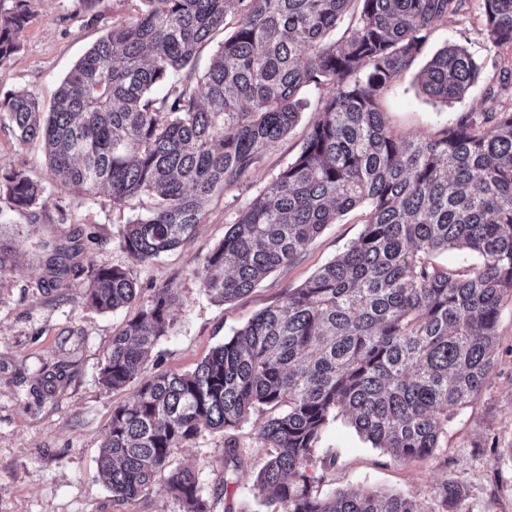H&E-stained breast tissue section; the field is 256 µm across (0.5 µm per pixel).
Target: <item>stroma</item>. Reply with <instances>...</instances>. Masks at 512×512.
<instances>
[{"mask_svg":"<svg viewBox=\"0 0 512 512\" xmlns=\"http://www.w3.org/2000/svg\"><path fill=\"white\" fill-rule=\"evenodd\" d=\"M27 23L20 48L0 64V96L15 90L33 94L51 108L66 73L109 32L135 15L136 0H26ZM465 47L481 67L477 83L459 102L442 105L417 87L407 71L385 92L381 109L388 125L404 136L433 138L463 112H497L512 107V83L503 84L512 65V44L494 45L480 0H464L459 14L435 26L416 67L446 43ZM316 117L306 109L286 139L264 149V163L243 186L215 193L195 236L175 251L147 262L131 260L121 249V232L142 212L139 199L114 202L107 192L77 196L51 176L43 145L19 142L0 125V168L25 163L45 191L33 210L20 213L0 197V241L19 258L0 277V512H181L164 481L136 500L116 506L94 478L100 445L112 409L131 388L105 390L98 382L113 334L133 309L101 313L87 305L85 293L100 266L125 269L142 296L171 288L179 299L173 329L153 349L154 372L193 370L232 331L282 300L323 264L345 252L363 230L362 211L328 225L292 264L278 268L250 293L226 303L211 301L196 273L206 254L224 238L237 211L247 206L299 151ZM77 249L76 268L65 285L43 284L45 265L56 249ZM263 416H253L234 437L240 448L238 483L224 498L213 489L224 479V439L207 432L175 449L173 462L197 467L204 498L212 512H265L253 479L267 453L256 438ZM512 446V307H505L498 328L494 367L483 388L448 427L432 456L398 461L363 442L344 423L322 439L320 453L335 455L315 488L371 490L414 499L422 512H441L438 489L451 480L464 487L463 512H512V469L496 468L492 448Z\"/></svg>","mask_w":512,"mask_h":512,"instance_id":"1","label":"stroma"}]
</instances>
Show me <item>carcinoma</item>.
I'll list each match as a JSON object with an SVG mask.
<instances>
[{
  "label": "carcinoma",
  "instance_id": "carcinoma-1",
  "mask_svg": "<svg viewBox=\"0 0 512 512\" xmlns=\"http://www.w3.org/2000/svg\"><path fill=\"white\" fill-rule=\"evenodd\" d=\"M24 2L0 12V64L20 47ZM138 2L137 15L113 25L63 79L51 112L23 90L0 97V123L24 143H44L62 186L147 199L120 240L129 257L149 262L192 237L208 198L239 185L261 166L260 149L287 138L309 91L317 118L300 151L204 257L200 288L219 302L249 293L356 207L364 229L194 370L140 380L112 409L94 478L124 505L162 476L183 512H211L199 470L173 465L174 449L260 413L257 436L271 453L253 487L266 512H422L400 495L321 498L313 461L339 421L396 459L432 455L493 365L500 314L512 305V109L462 113L434 139L395 133L381 110L463 0ZM481 2L493 43H512V0ZM220 31L198 72V46ZM479 70L448 42L415 82L448 104L470 92ZM44 190L23 163L0 169V196L18 211ZM451 250L478 262L435 261ZM71 258L59 250L48 260L49 286H61ZM86 301L103 313L139 302L98 377L107 390L125 388L168 335L177 297L163 286L144 299L112 266L96 269ZM438 495L442 512H459L465 492L447 481Z\"/></svg>",
  "mask_w": 512,
  "mask_h": 512
}]
</instances>
